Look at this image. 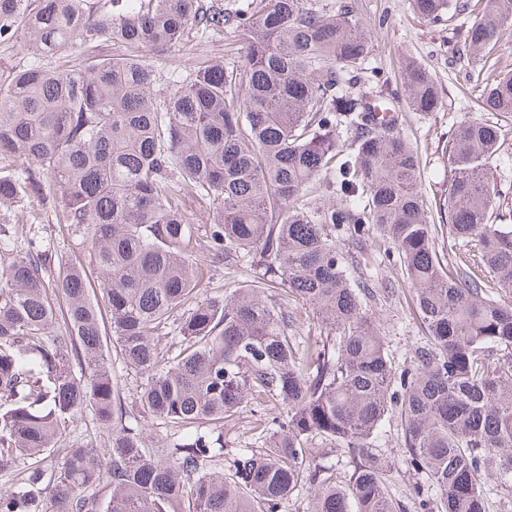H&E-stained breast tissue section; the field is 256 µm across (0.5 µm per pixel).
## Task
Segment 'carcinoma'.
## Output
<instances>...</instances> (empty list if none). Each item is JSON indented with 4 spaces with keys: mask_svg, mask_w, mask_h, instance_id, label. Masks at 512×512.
I'll return each mask as SVG.
<instances>
[{
    "mask_svg": "<svg viewBox=\"0 0 512 512\" xmlns=\"http://www.w3.org/2000/svg\"><path fill=\"white\" fill-rule=\"evenodd\" d=\"M412 5L432 21L470 10L469 0ZM507 27L512 0H488L456 53L483 71ZM21 29L31 58L0 80V156L28 169L0 168V201L57 196L62 223L86 231L87 257L32 240L0 271V400L11 405L0 474L15 475L0 512H281L301 486L314 490L311 512H487L485 479L512 484V304L490 296L512 294V214L495 211L512 191L489 176L501 126L453 127L448 241L458 249L444 260L416 152L396 121L346 89L369 52L349 6L0 0V40ZM192 31L234 35L242 59L156 92L149 55ZM102 41L125 52L99 55ZM76 48L78 67L51 65ZM402 82L414 111L437 110L424 68L408 62ZM483 104L512 114V72L495 76ZM189 191L213 209L202 234L182 212ZM374 232L391 242L382 261L404 268L425 329L401 366L373 316L381 294L354 279L344 250ZM210 262H247L255 276L222 301L200 300ZM53 293L66 304L65 336L54 333ZM292 303L318 318L302 353ZM166 325L175 356L155 340ZM113 352L140 376L137 414L179 439L148 448L123 423ZM270 403L279 414L257 420L262 446L238 449L223 469L224 426ZM87 411L109 433V460L82 445L45 469L62 423ZM395 416L403 462L428 480L406 501L390 493L377 448ZM327 448L351 456L342 485L320 462Z\"/></svg>",
    "mask_w": 512,
    "mask_h": 512,
    "instance_id": "1",
    "label": "carcinoma"
}]
</instances>
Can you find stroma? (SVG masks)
<instances>
[{
  "label": "stroma",
  "mask_w": 512,
  "mask_h": 512,
  "mask_svg": "<svg viewBox=\"0 0 512 512\" xmlns=\"http://www.w3.org/2000/svg\"><path fill=\"white\" fill-rule=\"evenodd\" d=\"M320 3L330 8L352 6L367 32L370 42V53L365 60L367 71L353 91L370 101L396 100L398 121L418 155L422 189L435 223L448 221V137L460 119L470 117L503 126L505 137L494 174L498 180H512V116L482 110L485 82L467 60L454 54L466 26V16L450 13L443 20L432 22L415 13L409 0H320ZM239 56L240 44L231 36L204 43L191 34L179 45L155 53L152 61L161 83L165 84L172 79H188L204 61L227 63ZM408 59L416 60L435 78L441 96L436 111L416 112L410 108L400 76L401 67ZM60 213L61 203L55 196L34 198L21 207L0 203V269L7 267L11 259L10 252L3 248L4 242H12L18 250L26 247L21 231L25 225H35L40 238L52 251L64 255L79 253L83 237L70 226L59 223ZM386 246L385 240L373 236L349 246L348 252L355 261L357 277L384 294L374 312L385 327V340L396 362L401 363L408 358L423 330L413 304V290L400 267L391 263L380 269L375 265L379 252ZM251 277V270L244 266L216 264L200 282L198 296L222 299L229 289ZM379 445L382 454L396 460L391 476L392 495L409 497L418 477L399 460L402 448L399 421L387 424Z\"/></svg>",
  "instance_id": "1"
}]
</instances>
